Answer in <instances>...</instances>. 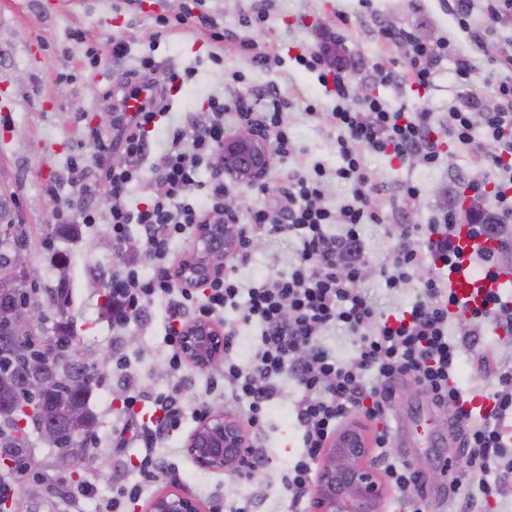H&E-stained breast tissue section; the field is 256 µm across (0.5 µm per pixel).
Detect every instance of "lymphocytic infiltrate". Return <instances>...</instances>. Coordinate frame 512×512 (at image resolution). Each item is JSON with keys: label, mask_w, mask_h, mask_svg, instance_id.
Wrapping results in <instances>:
<instances>
[{"label": "lymphocytic infiltrate", "mask_w": 512, "mask_h": 512, "mask_svg": "<svg viewBox=\"0 0 512 512\" xmlns=\"http://www.w3.org/2000/svg\"><path fill=\"white\" fill-rule=\"evenodd\" d=\"M392 40L405 41L409 50L403 71L392 70L384 61L372 66L378 83L398 80L425 87L449 44L416 40L408 31L387 30ZM300 65L318 71L320 81H331L336 105L329 118L340 131L337 139L344 164L334 176L350 187L349 199L337 207L326 203L331 174L314 166L311 174L293 175L280 186L263 187L262 201L249 204L242 227L248 238L282 234L297 241L295 262L288 273L276 274L243 286L238 272L250 259L249 249L237 251L223 276L215 278L206 294L182 281L169 261L173 242L192 236L208 213L193 204L172 207V200L192 185L202 157L215 156L227 130V104L215 103V118L206 126L172 135L165 152L155 162L158 178L153 202L132 211L125 204L133 181L135 161L148 150V136L168 109V94L178 81L170 73L166 83L157 84L151 95H143V83L114 85V123L119 135L113 146L125 156V163L97 158L94 169L78 168L80 191L85 199L76 219L81 224L109 225L112 241L120 255L105 281L112 301V325L124 327L154 303L165 304L172 326L168 332L170 351L167 370L178 375L185 366L179 350L180 325L189 315L201 311L224 326V349L232 351L240 326L257 324L260 334L253 354L245 362L225 358L222 378L232 401L248 425L263 420L283 379H292L299 389L295 402L296 420L302 430V450L285 476L291 508H299L314 479L313 463L336 432L355 414L380 422L374 438L376 460L383 469L396 498L424 512L419 499L418 474L410 463L392 457V426L395 384L411 378L436 407L446 409L448 423L461 437L457 473L462 507L469 512L474 499L489 500L500 495L505 473L512 463L504 462L512 443V366L497 360L493 350L482 347L486 326L512 335V300L500 290L488 289L481 303L468 309L467 326L459 338H451L448 327L463 308L445 271L454 269L461 257V236L477 241L470 256L474 274L494 283L507 266L512 253V78L496 81L499 103L482 111L478 96L465 107L451 108L448 123L434 129L432 114L416 108L394 112L380 98L370 95L360 107L351 104L350 62L344 61L335 43L318 47L299 57ZM141 98L140 108L126 112L125 102ZM284 101L279 89L269 90L264 111L252 112L237 106L235 117L241 125L261 126L270 136L274 153L291 154L294 145L283 116ZM486 135L477 162L484 171L469 177L466 189L470 206L468 221H461L455 207L440 209L428 224H411L405 211L415 205L419 187L404 183L399 190L401 206L376 202L378 183L364 163L365 153L384 154L398 163L418 160L425 166L440 164L442 141L469 145L475 127ZM105 188L106 210L92 206L97 188ZM141 227L139 237L129 233L130 225ZM340 233H331L332 225ZM372 224L396 239L388 262L374 266L366 250L363 227ZM154 259L151 274H143L137 257ZM381 277L387 288L408 285L418 290L416 300L393 313L380 312L364 287L367 275ZM234 310L236 320L224 318ZM342 329L357 336L354 357L336 359L322 336L327 329ZM468 356L473 371L491 375L495 387L487 396L485 413L466 408V398L456 373L461 356ZM122 421L112 436V445L124 448L129 436H137L142 449L131 462L139 476L133 484L116 485L106 504L107 512H121L126 502L138 500L150 482L164 471L158 450L164 439L180 429L184 405L179 387L147 391L128 385L122 399ZM503 464L505 472L495 480L487 475L493 465Z\"/></svg>", "instance_id": "1"}]
</instances>
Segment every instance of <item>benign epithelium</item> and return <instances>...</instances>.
I'll return each mask as SVG.
<instances>
[{"mask_svg": "<svg viewBox=\"0 0 512 512\" xmlns=\"http://www.w3.org/2000/svg\"><path fill=\"white\" fill-rule=\"evenodd\" d=\"M220 171L231 182L260 184L264 181L273 151L268 136L246 128L224 137L218 148ZM222 215L196 229L195 244L183 259L181 277L193 287L203 289L224 270V259L236 252L242 239L236 229L235 208L224 203ZM10 267L8 277L20 288L33 281L35 272L25 265L18 254L5 253L0 267ZM41 315L29 305L0 307V322L18 341L34 335ZM62 346L55 347L47 359H37L33 365L45 367L50 376H62L66 385L82 391L87 378L73 371L75 362L89 366L74 336L60 337ZM182 347L189 362L207 370L224 356V331L207 316L195 318L182 330ZM29 419L21 425L34 427L48 443H57L55 433L43 424V412L24 408ZM186 451L201 468L223 472L233 470L240 475L252 472L255 457L239 422L221 411H207L189 435ZM371 453L366 427L350 425L336 432L318 461L317 480L312 493L313 512H382L388 486L382 474L368 458ZM80 459V444L58 449L56 467L74 473ZM146 512H202L200 502L190 493L171 485L156 494Z\"/></svg>", "mask_w": 512, "mask_h": 512, "instance_id": "7a95c632", "label": "benign epithelium"}]
</instances>
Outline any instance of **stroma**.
<instances>
[{"label":"stroma","mask_w":512,"mask_h":512,"mask_svg":"<svg viewBox=\"0 0 512 512\" xmlns=\"http://www.w3.org/2000/svg\"><path fill=\"white\" fill-rule=\"evenodd\" d=\"M184 0H0V195L8 203L14 223L25 233L22 259L38 269L40 278L28 285L32 303L42 320L39 333L56 335L64 318L73 321L72 332L91 359L94 382L87 407L95 420L96 446L77 475L61 473L55 466L56 449L45 445L38 433H31V452L26 472L17 474L12 484L30 512H98L100 503L112 496L115 484L135 482L138 476L125 467L124 455L112 447V430L120 423V401L124 381L110 363L115 353L127 356L129 371L146 389L163 390L180 386L187 407L220 410L224 394L207 392V372L186 365L180 377L167 372L164 337L166 314L161 306L149 308L122 329L112 326L106 306L108 298L102 271L118 263L117 250L106 224H78L62 233L53 218V206H64L63 214L74 217L67 204L77 201L79 191L72 182L75 158L92 163L96 147L91 131L103 137L115 134L111 114L101 107L108 99L104 88L124 74L139 70L143 57L157 63L156 78L166 72L191 70L173 98L171 111L150 134L151 156L137 164L138 177L125 198L129 209L144 207L154 196L156 171L153 158L167 146L175 129L189 128L210 117V100L219 96L232 102L236 96L255 100L269 88H279L288 97L285 119L290 126L295 150L277 159L274 177L286 181L289 175L305 174L314 165L336 171L343 160L338 153V130L325 112L333 100L317 72L297 62L300 55L330 39L340 40L344 53L355 63L354 72L363 82V91L382 98L392 110L427 108L435 124H446L451 107L466 104L469 92H476L485 108L497 99L488 73L505 77V69H491L486 56L477 52L471 39L461 32L448 12V0H204V9L221 27L240 36L266 43L277 54L276 63L251 65L234 44L216 49L210 31L189 26L171 33H157V17H174ZM265 7L262 23L241 27L243 16ZM349 23L336 24L337 13ZM391 26L411 32L431 30L435 38H448L456 54L471 58L481 78L474 89L461 87L454 76V56L438 67L433 84L426 89L409 83L374 85L369 80L373 62L382 58L393 70H403L406 49L386 40L381 27ZM122 39L125 54L114 56L113 39ZM314 105L317 117L305 114ZM365 162L381 189L379 197L389 201L398 186L411 181L421 189V202L412 211L416 224L429 223L441 204L458 205L464 184L478 172L476 157L468 146L451 147L440 165H401L382 154L369 153ZM296 244L282 236L263 238L249 263L240 269L249 282L269 273L288 272L295 258ZM67 284L70 306L59 313L52 295L59 284ZM427 396L411 380L399 382L395 412L399 427L393 432L396 457L408 460L419 472L429 512H444L453 491L443 473L444 462L459 454V441L448 433V414L433 410L434 430L442 435L439 446L407 448L400 438L414 424L412 409L428 405ZM197 422L185 424L165 442L161 453L169 465L166 476L154 482V489L175 483L191 492L205 512H225V505L237 501L248 512H287L288 494L282 477L300 452L301 435L292 402L275 399L262 431L246 428L245 433L257 455L265 458L262 474L245 478L233 472H212L199 468L185 451L188 435ZM92 484L94 491L80 504H72L66 489Z\"/></svg>","instance_id":"obj_1"}]
</instances>
